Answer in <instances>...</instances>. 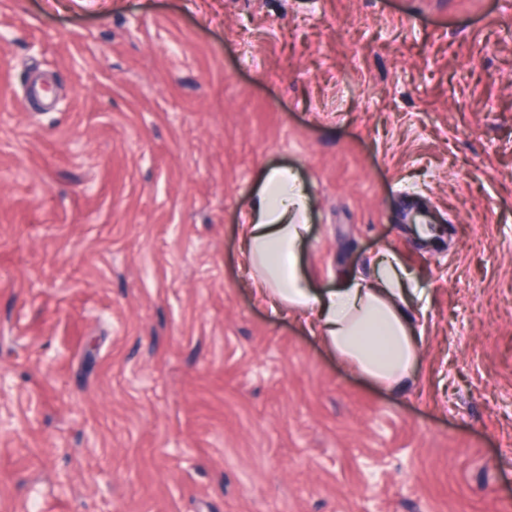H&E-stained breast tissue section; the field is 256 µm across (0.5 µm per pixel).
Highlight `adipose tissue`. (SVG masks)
<instances>
[{
    "instance_id": "1",
    "label": "adipose tissue",
    "mask_w": 512,
    "mask_h": 512,
    "mask_svg": "<svg viewBox=\"0 0 512 512\" xmlns=\"http://www.w3.org/2000/svg\"><path fill=\"white\" fill-rule=\"evenodd\" d=\"M309 197L288 167L266 170L240 225L242 264L258 299L272 312L304 318L337 357L389 389L410 381L420 362L408 301L410 273L393 252L382 253L368 277H350L333 288L311 285L302 248L309 232Z\"/></svg>"
}]
</instances>
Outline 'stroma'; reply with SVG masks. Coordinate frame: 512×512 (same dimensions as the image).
Wrapping results in <instances>:
<instances>
[{
    "instance_id": "1",
    "label": "stroma",
    "mask_w": 512,
    "mask_h": 512,
    "mask_svg": "<svg viewBox=\"0 0 512 512\" xmlns=\"http://www.w3.org/2000/svg\"><path fill=\"white\" fill-rule=\"evenodd\" d=\"M277 165L404 389L257 301ZM0 512H512V0H0Z\"/></svg>"
}]
</instances>
